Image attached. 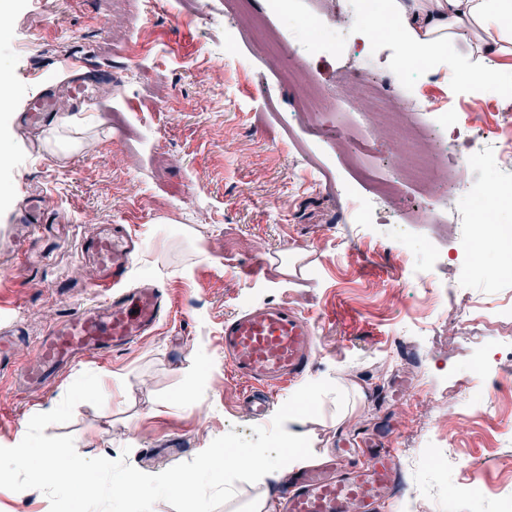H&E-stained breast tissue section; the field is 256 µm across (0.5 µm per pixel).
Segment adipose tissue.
Segmentation results:
<instances>
[{
  "label": "adipose tissue",
  "mask_w": 512,
  "mask_h": 512,
  "mask_svg": "<svg viewBox=\"0 0 512 512\" xmlns=\"http://www.w3.org/2000/svg\"><path fill=\"white\" fill-rule=\"evenodd\" d=\"M392 28L425 62L448 63L447 45L468 36L485 68L512 56V0H382Z\"/></svg>",
  "instance_id": "1"
}]
</instances>
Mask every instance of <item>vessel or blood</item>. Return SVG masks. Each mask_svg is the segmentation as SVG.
<instances>
[{"label":"vessel or blood","mask_w":512,"mask_h":512,"mask_svg":"<svg viewBox=\"0 0 512 512\" xmlns=\"http://www.w3.org/2000/svg\"><path fill=\"white\" fill-rule=\"evenodd\" d=\"M70 77L26 101L27 122L44 124L57 115L56 100L66 95L73 109L94 96L101 77L70 64ZM27 240L40 237L47 219L37 201L16 218ZM138 240L121 225H103L82 243L85 259L98 268L94 283L99 299L76 308L50 328L25 362L15 351L23 341L20 327L0 332V373H20L33 387L53 385L74 362L110 354L154 332L169 304L153 286L126 285ZM318 353L316 327L298 310L261 304L224 322V359L245 384L244 402L253 419L266 421L277 390L292 386ZM404 482L390 433H361L342 442L322 464L295 473L279 502V512H382Z\"/></svg>","instance_id":"vessel-or-blood-1"}]
</instances>
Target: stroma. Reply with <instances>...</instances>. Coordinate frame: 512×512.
<instances>
[{
    "label": "stroma",
    "instance_id": "35a3bbf8",
    "mask_svg": "<svg viewBox=\"0 0 512 512\" xmlns=\"http://www.w3.org/2000/svg\"><path fill=\"white\" fill-rule=\"evenodd\" d=\"M302 41L268 0H0V80L13 87L0 112V153L13 157L0 164V236L32 196L63 221L42 241L39 264L0 251V326L18 319L34 342L94 300L96 272L79 245L99 224L131 226L141 248L129 286L160 287L171 304L153 335L87 359L51 389L0 380V447L17 445L30 418L53 410L85 372L99 376L103 406L79 404L45 430L72 436L83 457L159 473L227 432L252 436L243 386L224 363V321L273 302L317 323L305 381L342 372L352 383L346 410L328 396L305 421L314 460L391 419L406 487L387 512H512V395L493 414L480 407L488 379L512 381L499 351L512 330L496 322L512 283L466 276L475 259L512 263V250L474 243L481 199L467 211L444 200L445 233L405 224L426 189L399 176L404 145L357 104L337 105L336 91L360 70L426 129L437 113H458L455 131L435 130L451 166L512 111V93L479 87L464 37L450 50L454 65L422 68L407 87L396 76L405 42H373L356 26L334 48L307 53ZM70 59L111 75L112 89L69 113L65 134L78 145L61 150L51 126L23 127L17 110L28 93L65 80ZM302 80L328 111L367 128L370 158L338 149L310 121ZM479 108L482 123L470 125ZM462 178L501 187L495 222L512 228V166L473 164ZM380 180L396 192L379 193ZM173 440L179 453L167 449ZM432 452L456 461L430 466Z\"/></svg>",
    "mask_w": 512,
    "mask_h": 512
}]
</instances>
